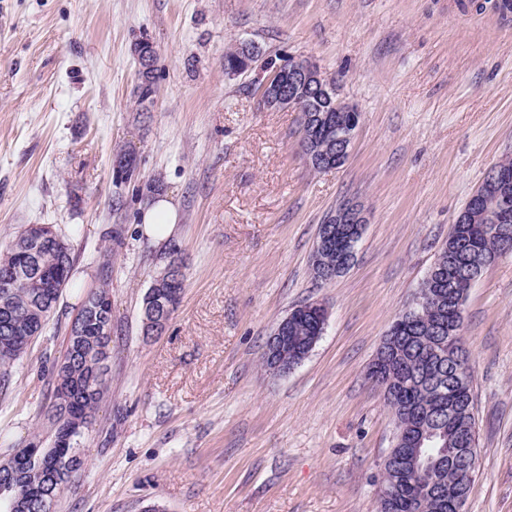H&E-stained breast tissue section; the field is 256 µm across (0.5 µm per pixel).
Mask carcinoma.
I'll use <instances>...</instances> for the list:
<instances>
[{
    "label": "carcinoma",
    "instance_id": "1",
    "mask_svg": "<svg viewBox=\"0 0 512 512\" xmlns=\"http://www.w3.org/2000/svg\"><path fill=\"white\" fill-rule=\"evenodd\" d=\"M158 93L155 76L138 80L133 90L137 110L153 102ZM123 180L135 174V159L120 148ZM455 253L460 277L446 275L428 286L433 301L420 314L401 317L394 338L384 337L382 346L398 388L399 404H391L396 431L412 440L418 428L433 425L445 435V446L426 449L433 469L443 486L434 494L409 481L399 468L388 470L386 482L391 496L386 512H412L410 503L421 501L424 512H456L448 502V487L458 483L461 460L476 447V420L469 355L460 350L448 356V344L441 343L439 331H448L455 313L448 298L466 294L467 272L473 255L492 263L512 251L489 230L469 242L464 249L448 239ZM74 255L67 239H44L43 229L25 227L0 253V343L9 340L11 350L0 353V394L8 391L16 363L30 344L45 332L67 288ZM98 284L89 289L80 305V317L67 338L63 354L45 360V370L53 379V402L45 411L49 431L35 432L24 445L25 455L0 462V479L8 486L0 496L9 512H53L55 499L85 470L86 458H72L80 443L58 442L59 433L92 426L107 393L108 363L112 358V248L98 251ZM316 336L312 320L294 322L288 333V356L298 354Z\"/></svg>",
    "mask_w": 512,
    "mask_h": 512
}]
</instances>
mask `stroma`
Masks as SVG:
<instances>
[{"label":"stroma","instance_id":"stroma-1","mask_svg":"<svg viewBox=\"0 0 512 512\" xmlns=\"http://www.w3.org/2000/svg\"><path fill=\"white\" fill-rule=\"evenodd\" d=\"M478 2L0 0V251L24 225L51 224L76 257L0 398V457L45 429V357L64 349L121 227L109 391L55 512H376L395 425L366 370L459 213L512 158V12ZM144 37L158 94L139 112ZM241 42L258 61L225 73ZM291 57L315 60L362 114L340 168L311 169L300 114L260 103L268 66ZM121 146L136 159L124 184ZM160 196L178 221L154 242L141 214ZM348 200L368 218L356 261L316 283L319 226ZM175 256L181 303L144 337V296ZM313 301L328 309L321 339L293 371H266L276 324ZM464 326L478 457L467 512H512V253L469 288Z\"/></svg>","mask_w":512,"mask_h":512}]
</instances>
